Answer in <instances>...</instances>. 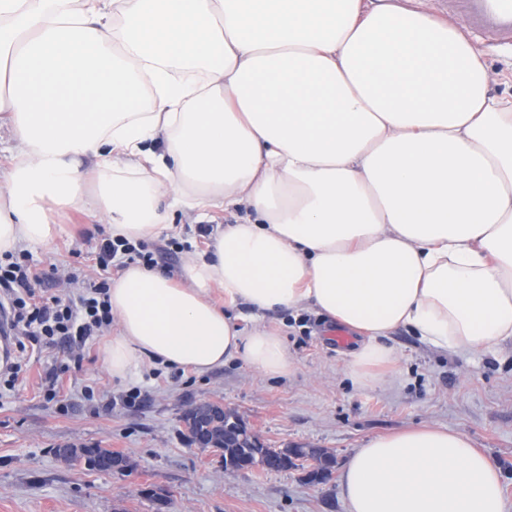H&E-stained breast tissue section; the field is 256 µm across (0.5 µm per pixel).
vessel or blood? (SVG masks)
Instances as JSON below:
<instances>
[{"mask_svg":"<svg viewBox=\"0 0 512 512\" xmlns=\"http://www.w3.org/2000/svg\"><path fill=\"white\" fill-rule=\"evenodd\" d=\"M442 11L474 36L512 47V0H437Z\"/></svg>","mask_w":512,"mask_h":512,"instance_id":"vessel-or-blood-1","label":"vessel or blood"}]
</instances>
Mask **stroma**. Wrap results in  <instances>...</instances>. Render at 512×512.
<instances>
[{
    "instance_id": "1",
    "label": "stroma",
    "mask_w": 512,
    "mask_h": 512,
    "mask_svg": "<svg viewBox=\"0 0 512 512\" xmlns=\"http://www.w3.org/2000/svg\"><path fill=\"white\" fill-rule=\"evenodd\" d=\"M60 232L28 245L43 269L45 294L78 280L115 279L121 267L100 271L95 251L110 229L105 218L78 207L49 205ZM192 214L177 213L173 229L151 239L163 247L159 271L178 276L184 253L167 251L184 239ZM284 337L292 368L271 377L238 360L198 375L140 363L126 381L113 379L105 360L109 336L98 337L81 367L68 344L31 357L15 389L0 392V512H345L337 476L306 480L297 467L280 472L228 473L221 458L189 445L180 417L193 403L218 402L236 410L274 448H324L344 464L354 448L376 435L430 423L457 429L487 449L506 477L512 503V341L482 354L447 353L400 328L387 339L400 358L398 372L362 387L350 377L336 323L304 307L268 319ZM63 379L62 402L42 387L52 370ZM140 388L138 403L121 396ZM93 398H85V391ZM97 445L124 454L125 473H100L63 464L55 450Z\"/></svg>"
}]
</instances>
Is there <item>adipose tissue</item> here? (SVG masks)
I'll return each instance as SVG.
<instances>
[{
	"instance_id": "obj_1",
	"label": "adipose tissue",
	"mask_w": 512,
	"mask_h": 512,
	"mask_svg": "<svg viewBox=\"0 0 512 512\" xmlns=\"http://www.w3.org/2000/svg\"><path fill=\"white\" fill-rule=\"evenodd\" d=\"M1 118L0 254L53 239L51 203L131 241L243 211L179 279L113 280L114 377L286 375L264 321L303 306L355 334L364 384L401 327L447 352L512 340V97L414 0H0ZM338 484L346 512H512L499 465L435 425L367 439Z\"/></svg>"
}]
</instances>
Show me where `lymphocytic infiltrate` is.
<instances>
[{
  "label": "lymphocytic infiltrate",
  "mask_w": 512,
  "mask_h": 512,
  "mask_svg": "<svg viewBox=\"0 0 512 512\" xmlns=\"http://www.w3.org/2000/svg\"><path fill=\"white\" fill-rule=\"evenodd\" d=\"M100 269L119 264L155 267L157 260L145 242L123 238L102 242L96 254ZM41 277L29 255H0V293L8 299L10 331L18 350L27 344L45 349L65 342L73 345L74 360H82L86 347L112 324L110 285L107 281L82 283L73 293L43 295L35 286Z\"/></svg>",
  "instance_id": "obj_1"
}]
</instances>
